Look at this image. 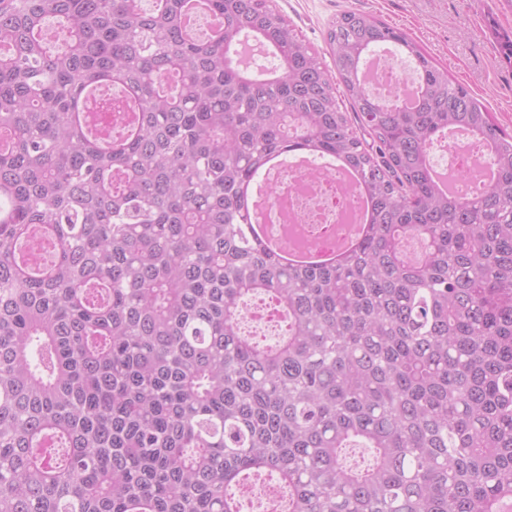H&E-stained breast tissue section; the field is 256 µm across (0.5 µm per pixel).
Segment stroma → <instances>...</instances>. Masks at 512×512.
Instances as JSON below:
<instances>
[{"mask_svg":"<svg viewBox=\"0 0 512 512\" xmlns=\"http://www.w3.org/2000/svg\"><path fill=\"white\" fill-rule=\"evenodd\" d=\"M316 53L331 65L326 34L343 12L365 13L412 38L451 79L466 86L512 134V64L500 38L512 33L505 0H272Z\"/></svg>","mask_w":512,"mask_h":512,"instance_id":"obj_1","label":"stroma"}]
</instances>
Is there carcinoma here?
I'll return each instance as SVG.
<instances>
[{"instance_id":"carcinoma-1","label":"carcinoma","mask_w":512,"mask_h":512,"mask_svg":"<svg viewBox=\"0 0 512 512\" xmlns=\"http://www.w3.org/2000/svg\"><path fill=\"white\" fill-rule=\"evenodd\" d=\"M189 3L0 0V512H240L263 473L280 512H506L512 135L372 16L327 31L351 117L267 0H203L221 27L195 39ZM390 43L416 66L409 106L361 79ZM113 76L133 118L96 135L88 88ZM450 129L490 189L437 186ZM304 149L359 177L370 224L340 260L287 266L245 186ZM253 294L281 313L274 346L243 328ZM358 439L364 471L342 456Z\"/></svg>"}]
</instances>
